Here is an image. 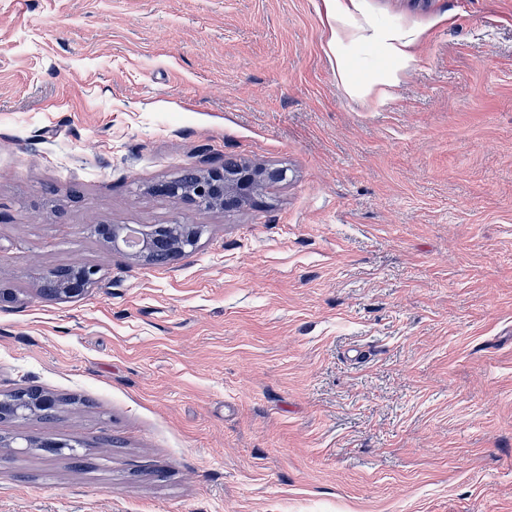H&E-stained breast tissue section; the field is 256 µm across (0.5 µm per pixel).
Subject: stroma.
<instances>
[{
	"instance_id": "35a3bbf8",
	"label": "stroma",
	"mask_w": 512,
	"mask_h": 512,
	"mask_svg": "<svg viewBox=\"0 0 512 512\" xmlns=\"http://www.w3.org/2000/svg\"><path fill=\"white\" fill-rule=\"evenodd\" d=\"M0 0V512H512V0ZM285 170L233 212L151 187ZM200 224L158 268L92 223ZM97 267L78 299L48 268ZM349 10L346 0H325V12L328 26V48L336 55V72L343 85L353 90L354 84L350 75V67L341 54V48L345 40L351 37L343 23V17ZM418 35L411 32H391L383 37L386 55L396 64H402L411 57L412 48ZM60 412L61 407L57 400L41 391L18 401L0 400V419L24 420L31 416L54 418Z\"/></svg>"
}]
</instances>
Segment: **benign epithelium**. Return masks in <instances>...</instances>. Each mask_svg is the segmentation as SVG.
<instances>
[{
	"instance_id": "obj_1",
	"label": "benign epithelium",
	"mask_w": 512,
	"mask_h": 512,
	"mask_svg": "<svg viewBox=\"0 0 512 512\" xmlns=\"http://www.w3.org/2000/svg\"><path fill=\"white\" fill-rule=\"evenodd\" d=\"M278 170L266 168L260 164L242 165L240 169L229 175L224 168H211L197 171V181L188 186L169 189V183L155 186L160 194L170 193L172 200L180 205L197 203L206 198L211 206L234 210L250 201L267 183L277 180ZM98 238L107 246L123 245L132 251V258L138 261L151 262L154 250L164 247L175 255L183 258L192 253L202 234L198 224H161L149 233L137 235L135 241L129 240V228L100 220L94 225ZM97 271L86 265L74 264L63 269L45 270L39 277L40 286L52 284L56 296L60 298H78L83 296L95 280ZM61 412L57 400L46 393L35 392L30 397L18 401L0 400V419L24 420L31 416L54 418ZM23 448H69L71 444L55 440L33 442L23 438L13 440Z\"/></svg>"
}]
</instances>
